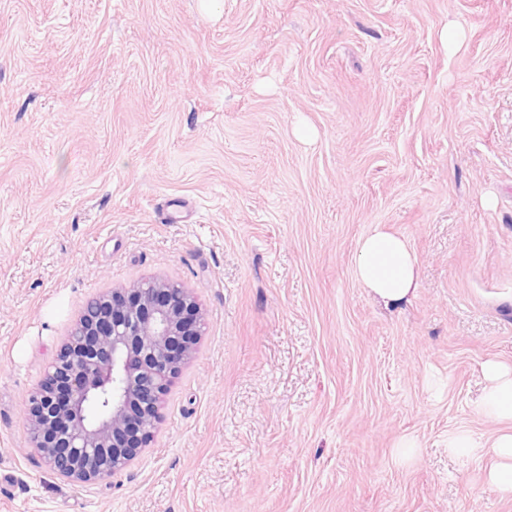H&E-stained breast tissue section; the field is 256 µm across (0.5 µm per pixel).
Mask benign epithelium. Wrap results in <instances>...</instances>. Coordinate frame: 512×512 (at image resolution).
I'll use <instances>...</instances> for the list:
<instances>
[{"label": "benign epithelium", "instance_id": "obj_1", "mask_svg": "<svg viewBox=\"0 0 512 512\" xmlns=\"http://www.w3.org/2000/svg\"><path fill=\"white\" fill-rule=\"evenodd\" d=\"M203 325L192 292L167 278L94 298L27 400L30 443L48 471L85 483L126 469L152 437Z\"/></svg>", "mask_w": 512, "mask_h": 512}]
</instances>
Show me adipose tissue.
<instances>
[{
	"mask_svg": "<svg viewBox=\"0 0 512 512\" xmlns=\"http://www.w3.org/2000/svg\"><path fill=\"white\" fill-rule=\"evenodd\" d=\"M358 283L384 305H400L414 296L418 287V264L409 243L401 236L374 226L361 239L354 269ZM486 381L483 396L474 406L477 416L503 422V429L490 440L477 438L470 430L448 433V448L470 462H486L485 483L496 495L512 498V366L488 361L482 367Z\"/></svg>",
	"mask_w": 512,
	"mask_h": 512,
	"instance_id": "ef3b65f1",
	"label": "adipose tissue"
}]
</instances>
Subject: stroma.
I'll use <instances>...</instances> for the list:
<instances>
[{
  "mask_svg": "<svg viewBox=\"0 0 512 512\" xmlns=\"http://www.w3.org/2000/svg\"><path fill=\"white\" fill-rule=\"evenodd\" d=\"M376 224L418 260L398 306L354 277ZM149 277L194 293L196 354L125 470L57 477L25 401L88 301ZM490 359L512 0H0V512H512L448 452L499 428Z\"/></svg>",
  "mask_w": 512,
  "mask_h": 512,
  "instance_id": "stroma-1",
  "label": "stroma"
}]
</instances>
